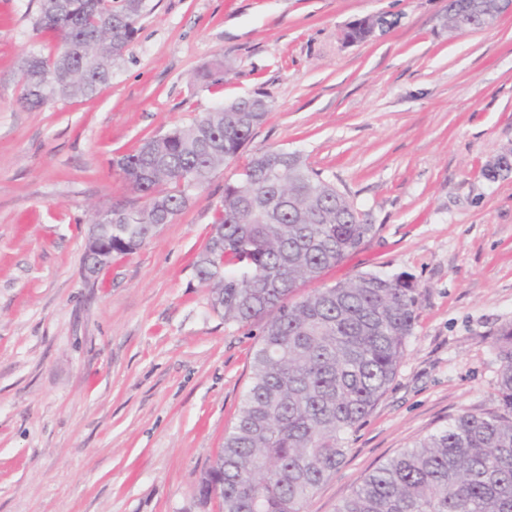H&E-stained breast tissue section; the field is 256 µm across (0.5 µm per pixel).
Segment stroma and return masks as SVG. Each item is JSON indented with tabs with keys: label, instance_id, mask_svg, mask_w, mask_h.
I'll list each match as a JSON object with an SVG mask.
<instances>
[{
	"label": "stroma",
	"instance_id": "1",
	"mask_svg": "<svg viewBox=\"0 0 512 512\" xmlns=\"http://www.w3.org/2000/svg\"><path fill=\"white\" fill-rule=\"evenodd\" d=\"M38 6L0 0V512H221L198 485L259 329L225 323L193 260L260 148L300 153L374 226L321 285L379 272L415 286L395 378L304 512H336L418 439L497 408L512 171H484L512 148V13L452 37L448 0H148L110 85L30 111L18 64ZM372 15L383 29L348 41ZM256 95L272 110L238 158L87 281L95 213L138 200L113 159Z\"/></svg>",
	"mask_w": 512,
	"mask_h": 512
}]
</instances>
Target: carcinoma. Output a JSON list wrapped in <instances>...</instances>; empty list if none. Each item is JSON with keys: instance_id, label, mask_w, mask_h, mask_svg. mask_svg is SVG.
<instances>
[{"instance_id": "obj_1", "label": "carcinoma", "mask_w": 512, "mask_h": 512, "mask_svg": "<svg viewBox=\"0 0 512 512\" xmlns=\"http://www.w3.org/2000/svg\"><path fill=\"white\" fill-rule=\"evenodd\" d=\"M146 0H39L32 31L56 52L31 47L20 61V103L91 98L125 60ZM501 15L498 0H450L446 26L462 34ZM372 19L347 37L375 31ZM271 111L242 98L185 126L146 137L113 166L144 203L114 205L93 223L112 225L120 257L171 223L194 191L237 158ZM374 231L367 215L297 152L254 153L224 186L213 231L195 261L224 322L259 325L253 376L220 466L205 474L222 512H302L342 465L347 436L385 393L416 320L415 288L400 276L364 273L291 301ZM498 409L464 412L388 460L336 512H512V323L496 339Z\"/></svg>"}]
</instances>
